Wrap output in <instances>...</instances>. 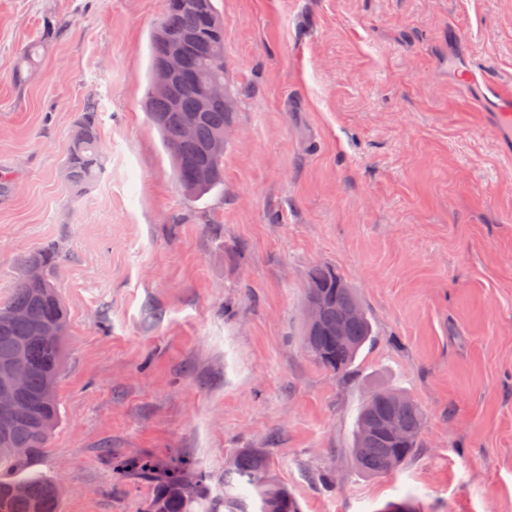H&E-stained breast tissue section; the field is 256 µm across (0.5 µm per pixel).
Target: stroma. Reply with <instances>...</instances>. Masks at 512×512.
<instances>
[{
    "instance_id": "1",
    "label": "stroma",
    "mask_w": 512,
    "mask_h": 512,
    "mask_svg": "<svg viewBox=\"0 0 512 512\" xmlns=\"http://www.w3.org/2000/svg\"><path fill=\"white\" fill-rule=\"evenodd\" d=\"M232 109L224 188L194 200L143 107L165 0H0V297L54 243L69 337L61 421L34 464L62 512H146L116 457L190 462L216 498L263 449L303 512H512V167L485 80L512 76V0H214ZM45 48L24 81L21 49ZM98 108L104 168L67 182ZM356 289L375 336L349 373L303 344L313 266ZM378 386L422 405L421 446L360 474L357 411ZM97 109L89 102L70 138L65 161V176L78 190L92 184L103 168V145L97 127Z\"/></svg>"
}]
</instances>
